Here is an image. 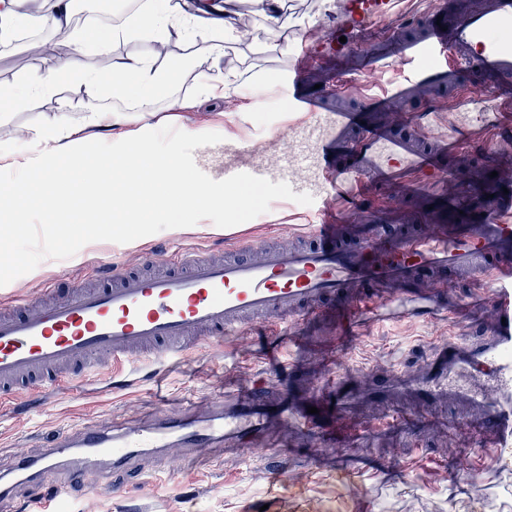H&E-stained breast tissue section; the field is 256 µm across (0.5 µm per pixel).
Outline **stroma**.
<instances>
[{
    "label": "stroma",
    "mask_w": 512,
    "mask_h": 512,
    "mask_svg": "<svg viewBox=\"0 0 512 512\" xmlns=\"http://www.w3.org/2000/svg\"><path fill=\"white\" fill-rule=\"evenodd\" d=\"M346 0H286L282 26H271L252 13L247 26L228 49L225 68L234 70L239 86L270 81L269 96L242 99L229 95L211 99L198 92L193 74L181 80L153 104L151 125L172 124L185 132L204 130L224 139L243 141L252 149H269L274 133L299 120L285 107V78L298 58L338 33ZM54 34L33 24L27 36L13 37L0 47V82L22 83L49 57L32 55L33 44L51 42ZM71 72L57 93L31 100L21 109H0V145L18 132L83 107L85 91L78 73L97 71V53L68 57ZM398 65L362 71L354 51L317 57L308 71L309 84L322 93L337 83H350L363 94L389 89L399 78ZM404 111L425 119L434 132L444 133L449 121L464 123L468 113L484 112L488 103L479 75H471L460 102L443 91L408 100ZM470 155H449L422 175L424 189H437L447 170L467 189L489 180L496 157L512 152V143L490 131H472ZM416 197L379 190L361 201L352 217L356 224H394L417 207ZM309 206L288 200L272 202L267 213L232 230L202 220L174 233L163 230L127 244H113V260L142 250L216 247L237 236L266 238L303 230L314 221ZM99 243L82 247L65 260H44L32 272L0 288V305L14 295L33 296L48 280L73 288L86 278L88 263L103 259ZM486 291L456 281L440 311L409 314L388 320L355 319L353 336L343 339L332 315L316 314L291 325L257 322L245 330L204 342L174 362L159 377L112 387L101 373L89 391L61 394L37 404L18 400L0 410V467L14 456H36L50 437L73 431L98 419L138 422L173 412L186 402L217 400L237 390L251 389L266 405L284 397L301 406L330 407L337 392L350 404L337 431L335 417L311 430L299 423L271 432L229 440L223 455L195 449L192 457L171 463L144 455V484L129 475L117 477L120 491L89 482L73 489L70 499L49 502L45 512H512V465L483 451V442L444 402H429L400 388V381H419L444 345L466 344L488 325ZM282 471L274 479L273 471Z\"/></svg>",
    "instance_id": "1"
}]
</instances>
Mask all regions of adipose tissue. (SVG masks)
Listing matches in <instances>:
<instances>
[{
  "label": "adipose tissue",
  "instance_id": "ef3b65f1",
  "mask_svg": "<svg viewBox=\"0 0 512 512\" xmlns=\"http://www.w3.org/2000/svg\"><path fill=\"white\" fill-rule=\"evenodd\" d=\"M233 0H194L185 6L179 0H149L147 7L136 14L134 27L151 31L159 37H177L190 40L204 36L208 55L213 60L223 59L231 40L238 38V14ZM69 72L63 63H55L28 75L21 84L0 85V103L14 109L23 108L32 98L54 95ZM176 78L170 69H160L144 56L125 55L115 58L106 75H83L86 104L76 117L56 119L27 134L28 152L19 154L0 151V171L20 174L9 192L15 199L27 194L26 177H38L42 195L49 200H64L69 183L48 174L45 159L62 146L64 140L84 127H114L125 123V113L104 107V100L134 99L141 114H148L157 96Z\"/></svg>",
  "mask_w": 512,
  "mask_h": 512
}]
</instances>
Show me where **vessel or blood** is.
Wrapping results in <instances>:
<instances>
[{
	"label": "vessel or blood",
	"instance_id": "vessel-or-blood-1",
	"mask_svg": "<svg viewBox=\"0 0 512 512\" xmlns=\"http://www.w3.org/2000/svg\"><path fill=\"white\" fill-rule=\"evenodd\" d=\"M390 2L347 0L343 34L357 48L362 68L377 70L390 57L409 64L400 85L373 96L348 90L355 106L334 111L309 87V63L300 61L288 72L286 107L306 113L308 122L279 131V146L269 153L225 142L223 167L207 171L216 180L245 172L283 181L294 193L310 194L315 205L339 199L342 208L272 244L239 241L231 259L206 248L145 251L98 264L91 282L69 294H59L49 281L38 295L15 296L9 309L0 310L1 405L89 384L104 367L121 371L142 359L179 357L253 319L316 314L324 302L351 293L355 313L381 319L406 305L429 309L447 296V285L410 292L416 273L455 269L490 278L493 317L488 336L462 349L449 347L441 361L444 381L431 394L468 409L492 452L512 447V191L504 192L503 178L484 187L480 211L458 196L451 177L434 195L450 205L447 223L370 224L356 242L345 240L357 201L381 188L412 192L416 178L434 169L439 157L467 145L461 134L439 136L393 111V103L416 87L454 85L460 73L479 69L494 81L495 133L512 130V96L501 90L512 81V42L502 38L512 30V0H484L444 27L436 15L423 17L410 36L395 29L373 34ZM461 365L489 371L492 395L457 385ZM259 406L249 393L204 416L188 408L147 426L97 421L55 435L36 458L19 457L8 477L42 481L41 496L53 498L65 490L47 479L63 470L107 485L148 449L186 457L195 448L223 447L225 432L241 435L254 427Z\"/></svg>",
	"mask_w": 512,
	"mask_h": 512
}]
</instances>
